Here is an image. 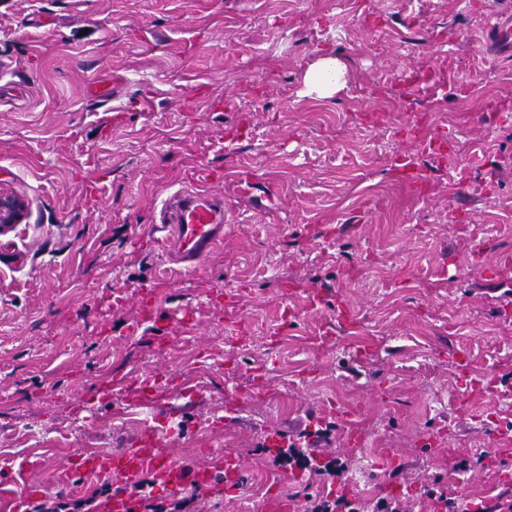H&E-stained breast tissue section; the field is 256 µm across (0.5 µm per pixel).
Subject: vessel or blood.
Segmentation results:
<instances>
[{
  "instance_id": "1",
  "label": "vessel or blood",
  "mask_w": 512,
  "mask_h": 512,
  "mask_svg": "<svg viewBox=\"0 0 512 512\" xmlns=\"http://www.w3.org/2000/svg\"><path fill=\"white\" fill-rule=\"evenodd\" d=\"M492 43L501 55H512V13H501L490 28ZM161 221L153 225L161 242L180 270L191 271L224 241V204L210 188V175L198 171L190 184L164 201ZM120 396L122 401L149 411L171 409L173 393L157 380L129 383L117 393H103V400ZM490 454L498 464L503 481H512V431L493 433ZM244 461L231 455L217 454L208 470L187 468L172 446L170 430L151 424L125 447L116 452L80 453L60 466L59 481L74 475H104L113 478L112 496L104 512H137V486L144 476H151L156 489L178 492L193 488L210 496L241 484Z\"/></svg>"
}]
</instances>
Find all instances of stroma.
<instances>
[{
  "label": "stroma",
  "instance_id": "1",
  "mask_svg": "<svg viewBox=\"0 0 512 512\" xmlns=\"http://www.w3.org/2000/svg\"><path fill=\"white\" fill-rule=\"evenodd\" d=\"M510 8L0 0V189L28 205L0 233V489L21 464L44 495L101 512L102 477L61 489L54 474L77 453L124 447L148 411L82 403L171 373L197 392L166 422L182 459L205 467L214 446L247 465L240 490L181 491L185 512H263L273 493L304 512L306 496L331 489L358 512L387 493L403 512H434L427 489L453 480L477 503L512 499L476 460L512 421L489 404L512 394V119L494 117L512 99V59L482 40ZM327 55L347 87L320 98L304 77ZM423 75L433 88L413 92ZM420 118L426 133L452 132L441 153L408 135ZM404 155L425 174L422 194L392 169ZM201 169L224 198V243L174 274L148 235L162 200ZM147 290L160 311L190 310L194 334L159 320L129 338ZM459 349L473 360L466 380ZM310 420L331 426L320 451L359 483L273 466L268 435ZM355 430L366 444L349 443Z\"/></svg>",
  "mask_w": 512,
  "mask_h": 512
}]
</instances>
